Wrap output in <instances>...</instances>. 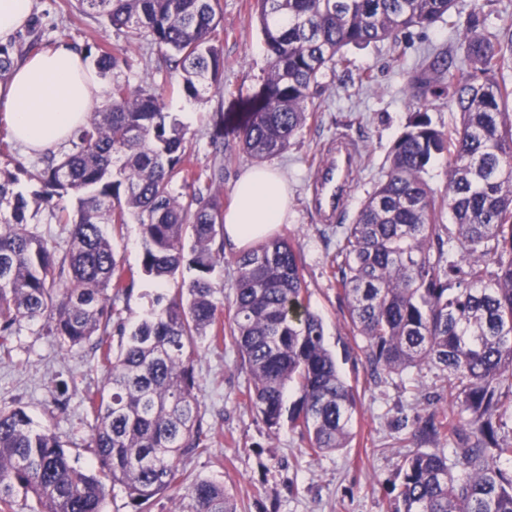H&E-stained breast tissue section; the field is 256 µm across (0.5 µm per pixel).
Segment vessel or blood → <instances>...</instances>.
I'll list each match as a JSON object with an SVG mask.
<instances>
[{
	"label": "vessel or blood",
	"mask_w": 512,
	"mask_h": 512,
	"mask_svg": "<svg viewBox=\"0 0 512 512\" xmlns=\"http://www.w3.org/2000/svg\"><path fill=\"white\" fill-rule=\"evenodd\" d=\"M360 152L358 143L347 135H337L326 151V159L311 184L309 204L322 223H339L345 211L350 175Z\"/></svg>",
	"instance_id": "1"
}]
</instances>
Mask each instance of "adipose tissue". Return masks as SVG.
Masks as SVG:
<instances>
[{"instance_id": "ef3b65f1", "label": "adipose tissue", "mask_w": 512, "mask_h": 512, "mask_svg": "<svg viewBox=\"0 0 512 512\" xmlns=\"http://www.w3.org/2000/svg\"><path fill=\"white\" fill-rule=\"evenodd\" d=\"M107 87L84 55L61 42L24 56L0 80V120L13 140L44 153L66 144L106 100ZM224 212V241L239 250L271 235L288 216V182L270 167L247 168Z\"/></svg>"}]
</instances>
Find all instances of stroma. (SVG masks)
<instances>
[{
  "mask_svg": "<svg viewBox=\"0 0 512 512\" xmlns=\"http://www.w3.org/2000/svg\"><path fill=\"white\" fill-rule=\"evenodd\" d=\"M219 5L224 53L220 90L210 91L198 102L188 100L179 88V77H166L160 70V53L147 36L136 41L119 75L134 85L164 86L167 109L183 124L192 142L194 165L222 164L224 200L229 203L237 178L252 163L231 128L262 85L268 63L255 0H219ZM33 41L44 49L67 42L92 60L102 49L123 45L126 37L100 19L80 13L75 0H35L31 23L13 45L24 50ZM457 41L456 29L441 21L427 30L404 33L395 41L346 48L344 63L325 70L303 130L286 151L267 160L288 179V220L275 234L288 239L302 258L309 306L322 319L325 345L341 375L355 388L359 408L348 447L307 455L306 439L288 422L268 428L243 397L247 374L232 341L218 348L199 341L195 394L213 440L206 452L184 458L182 466L190 478L223 482L238 512H391L404 457L416 448L409 424L448 406L444 382L432 370L371 376L363 340L351 329L330 266L336 231L321 224L306 197L324 159L325 144L339 134L351 136L361 147L343 217L344 223H351L387 171L391 150L412 113H428L443 130L456 123L458 115L447 98L421 96L413 76L429 54L456 49ZM218 112L223 113L226 127L220 160L211 144ZM40 167L39 157L25 155L0 122V168L15 175L14 190L28 201L32 230L48 241H59L69 227L58 223L35 197L41 185L34 174ZM114 243L121 269L136 272L132 290L115 302L112 324L116 328L132 326L156 307L158 298H171L196 275L186 265L162 284L140 274L137 221H129ZM104 381L105 372L90 346L66 349L35 326L22 325L8 352H0V409L25 410L36 426L51 428L68 448L88 443L95 416L84 399Z\"/></svg>",
  "mask_w": 512,
  "mask_h": 512,
  "instance_id": "35a3bbf8",
  "label": "stroma"
}]
</instances>
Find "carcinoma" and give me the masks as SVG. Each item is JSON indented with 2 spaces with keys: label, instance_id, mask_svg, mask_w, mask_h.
<instances>
[{
  "label": "carcinoma",
  "instance_id": "cac0c4a2",
  "mask_svg": "<svg viewBox=\"0 0 512 512\" xmlns=\"http://www.w3.org/2000/svg\"><path fill=\"white\" fill-rule=\"evenodd\" d=\"M80 12L126 34L103 50L96 74L112 77L108 100L91 112L63 154L43 157L40 202L71 196L75 211L64 244L29 228L27 200L0 170V349L32 324L68 348L94 342L106 383L87 396L95 425L75 466L48 427L21 408L0 410V512L14 492L33 494L40 512H103L107 483L122 486L133 512L189 482L185 512H237L224 484L188 481L182 459L208 450L195 395L197 341L224 342V327L248 373L243 396L271 428L285 397L293 430L309 455L348 447L358 411L355 389L324 344L309 311L300 255L270 237L236 258L233 313L224 323L215 272L224 246L221 168L196 169L178 119L155 84L113 75L135 40L148 35L166 69L182 77L190 100L221 79L218 0H76ZM496 0L457 22L458 51L436 52L414 76L424 94L446 96L459 123L444 131L416 112L396 141L388 171L341 237L331 266L353 333L363 338L374 374L427 367L446 381L448 404L415 422L413 442L448 441L450 455L416 450L404 460L392 512H512V441L499 437L512 405V84L499 77L512 37L491 30ZM268 59L266 79L237 130L243 149L264 160L288 148L305 126L314 90L350 45L395 40L452 15L456 0H257ZM448 159V191L437 201L424 179ZM182 181L183 191L173 184ZM449 215L453 226L443 223ZM129 216L142 227V271L164 283L184 261L197 271L160 309L109 340L114 299L134 272L117 270L113 236Z\"/></svg>",
  "mask_w": 512,
  "mask_h": 512
}]
</instances>
